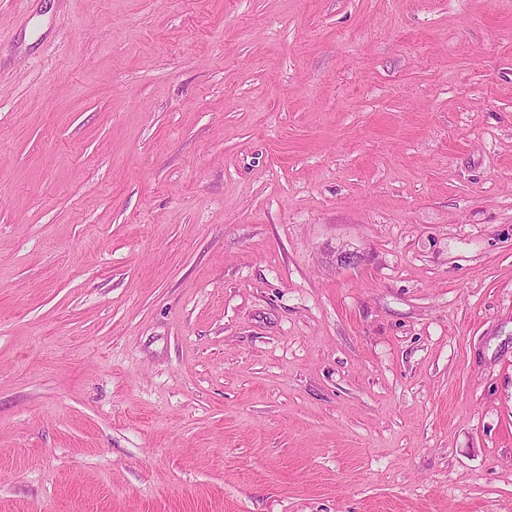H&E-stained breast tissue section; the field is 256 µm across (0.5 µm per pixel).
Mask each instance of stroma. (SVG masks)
Segmentation results:
<instances>
[{
	"mask_svg": "<svg viewBox=\"0 0 512 512\" xmlns=\"http://www.w3.org/2000/svg\"><path fill=\"white\" fill-rule=\"evenodd\" d=\"M0 512H512V0H0Z\"/></svg>",
	"mask_w": 512,
	"mask_h": 512,
	"instance_id": "1",
	"label": "stroma"
}]
</instances>
